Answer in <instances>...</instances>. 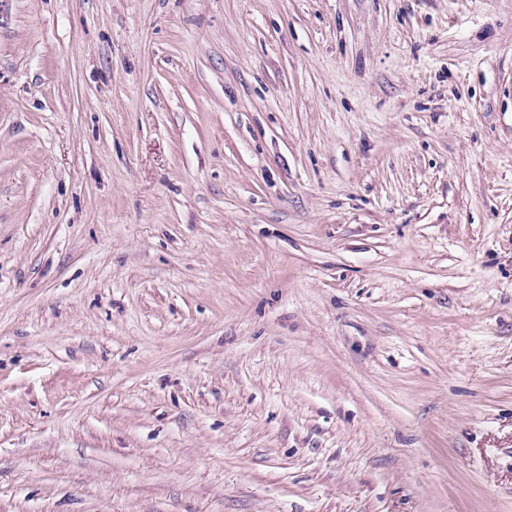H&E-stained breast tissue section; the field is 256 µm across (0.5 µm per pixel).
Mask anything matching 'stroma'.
I'll return each instance as SVG.
<instances>
[{
  "label": "stroma",
  "mask_w": 512,
  "mask_h": 512,
  "mask_svg": "<svg viewBox=\"0 0 512 512\" xmlns=\"http://www.w3.org/2000/svg\"><path fill=\"white\" fill-rule=\"evenodd\" d=\"M0 512H512V0H0Z\"/></svg>",
  "instance_id": "obj_1"
}]
</instances>
